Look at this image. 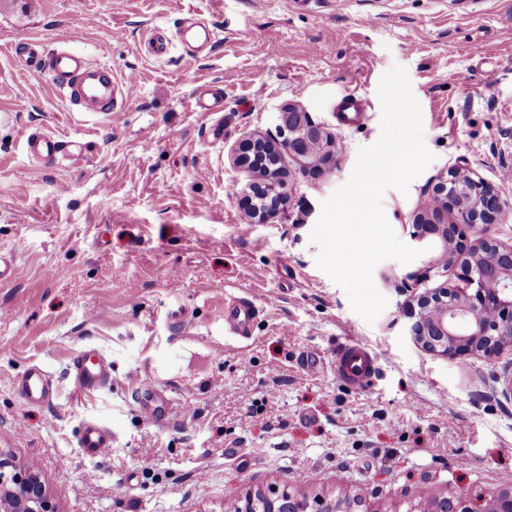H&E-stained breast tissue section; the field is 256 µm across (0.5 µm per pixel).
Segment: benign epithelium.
<instances>
[{
    "label": "benign epithelium",
    "mask_w": 512,
    "mask_h": 512,
    "mask_svg": "<svg viewBox=\"0 0 512 512\" xmlns=\"http://www.w3.org/2000/svg\"><path fill=\"white\" fill-rule=\"evenodd\" d=\"M277 140H260L252 154L242 158L249 167L273 180L275 189L264 188L261 204L252 210L250 223L262 224L282 204L288 185L278 179V164L286 153L303 161L310 169L324 170L332 141L309 113L295 105L278 112ZM433 194L438 207L452 216L440 221V213L414 224L418 241L434 240L440 253L438 264L452 254L462 256L460 284L455 288H434L416 298L417 319L409 335L427 350L459 358L481 353L496 356L512 352V244L503 245L482 238L467 246L464 237L477 225L495 224L502 204L499 196L482 181L459 170L436 184ZM0 512H54L45 485L38 474L20 466L10 453L0 448ZM231 512H381L375 501L353 498L340 490L336 496L309 498L274 484L257 485L237 499ZM394 512H476L474 500L465 494L441 497L414 496L403 499ZM481 512H512V489L490 495Z\"/></svg>",
    "instance_id": "1"
}]
</instances>
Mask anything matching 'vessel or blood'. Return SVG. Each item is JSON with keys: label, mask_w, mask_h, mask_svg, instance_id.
<instances>
[{"label": "vessel or blood", "mask_w": 512, "mask_h": 512, "mask_svg": "<svg viewBox=\"0 0 512 512\" xmlns=\"http://www.w3.org/2000/svg\"><path fill=\"white\" fill-rule=\"evenodd\" d=\"M43 68L66 90L69 103L78 112H113L130 99L136 90L134 77L117 79L111 65L93 64L79 53L60 50L53 53ZM192 106L198 112H220L224 109V92L209 84L198 85L191 96ZM31 153L42 159H52L60 145L50 136H32L28 139ZM256 315L255 305L245 299L229 305L224 311V324L239 337H247ZM334 368L343 383L363 387L375 372V358L363 344L351 342L336 352ZM70 373L77 386L85 392L98 390L111 380L110 365L93 347L84 348L75 356ZM20 397L30 405L51 403L54 397L52 382L39 366H31L18 380ZM140 405L148 418L159 420L168 412L167 399L149 384L140 390ZM79 445L92 458L107 454L112 446V431L105 424L91 420L82 426Z\"/></svg>", "instance_id": "obj_1"}]
</instances>
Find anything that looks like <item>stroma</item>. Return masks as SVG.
Instances as JSON below:
<instances>
[{
    "label": "stroma",
    "instance_id": "35a3bbf8",
    "mask_svg": "<svg viewBox=\"0 0 512 512\" xmlns=\"http://www.w3.org/2000/svg\"><path fill=\"white\" fill-rule=\"evenodd\" d=\"M192 16L216 33L198 59L176 41ZM156 27L173 40L163 58L144 46ZM76 29L73 50L138 79L116 111H72L28 62V43L47 56ZM396 64L434 156L408 193L383 196L398 238L411 243L415 217L457 166L512 210V0H0V255L17 266L0 283V448L39 473L58 512H229L259 483L374 494L385 512L418 491L512 488V401L497 381L512 355L447 359L408 333L416 274L452 288L455 268L428 270L434 247L380 262L373 280L388 304L370 324L309 241L322 202L379 138L377 88ZM204 82L223 84L222 115L194 111ZM352 91L367 117L345 115ZM288 103L334 138V163L317 174L284 157V205L249 226L251 176L233 152L276 136ZM33 134L61 140L55 159L31 154ZM236 297L259 310L246 339L224 330ZM352 340L375 357L363 389L332 367ZM88 346L112 369L92 393L68 372ZM310 354L321 359L312 372ZM35 364L51 405L18 394ZM146 383L170 400L164 420L139 406ZM90 419L112 430L101 459L78 444Z\"/></svg>",
    "mask_w": 512,
    "mask_h": 512
}]
</instances>
